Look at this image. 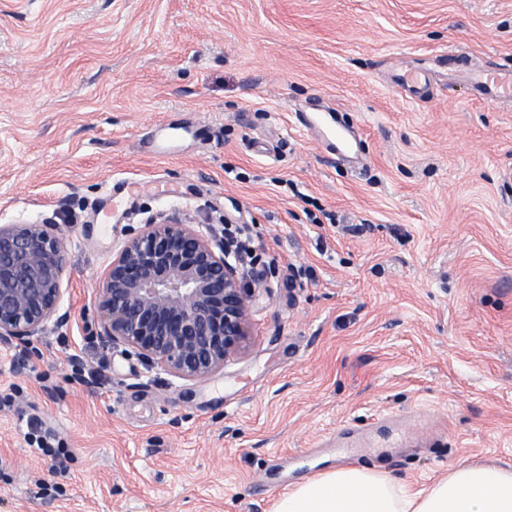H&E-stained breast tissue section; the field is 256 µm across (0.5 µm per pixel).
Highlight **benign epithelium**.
Instances as JSON below:
<instances>
[{"label":"benign epithelium","instance_id":"7a95c632","mask_svg":"<svg viewBox=\"0 0 512 512\" xmlns=\"http://www.w3.org/2000/svg\"><path fill=\"white\" fill-rule=\"evenodd\" d=\"M237 256L175 216L159 215L112 256L99 288L102 332L151 369L207 378L247 347L259 289L239 278ZM69 258L61 226L0 225V340L20 346L56 316Z\"/></svg>","mask_w":512,"mask_h":512}]
</instances>
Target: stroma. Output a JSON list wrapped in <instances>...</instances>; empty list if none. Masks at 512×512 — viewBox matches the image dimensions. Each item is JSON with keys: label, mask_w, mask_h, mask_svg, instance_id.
Segmentation results:
<instances>
[{"label": "stroma", "mask_w": 512, "mask_h": 512, "mask_svg": "<svg viewBox=\"0 0 512 512\" xmlns=\"http://www.w3.org/2000/svg\"><path fill=\"white\" fill-rule=\"evenodd\" d=\"M512 0H0V225L59 223L60 315L0 341V512H271L351 463L512 466ZM356 134L347 160L299 122ZM248 224L263 286L210 377L105 342L158 214ZM38 419L57 461L30 447ZM479 80L490 97L512 100V70L503 72L497 68H490L481 74Z\"/></svg>", "instance_id": "1"}]
</instances>
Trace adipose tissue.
I'll use <instances>...</instances> for the list:
<instances>
[{
	"label": "adipose tissue",
	"mask_w": 512,
	"mask_h": 512,
	"mask_svg": "<svg viewBox=\"0 0 512 512\" xmlns=\"http://www.w3.org/2000/svg\"><path fill=\"white\" fill-rule=\"evenodd\" d=\"M272 512H512V467L461 465L413 495L385 473L335 467L289 488Z\"/></svg>",
	"instance_id": "1"
}]
</instances>
